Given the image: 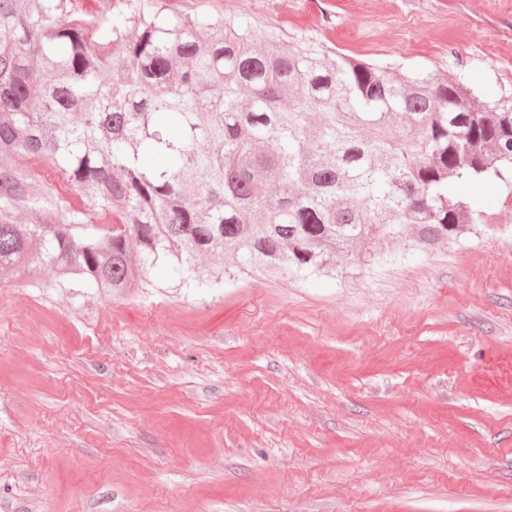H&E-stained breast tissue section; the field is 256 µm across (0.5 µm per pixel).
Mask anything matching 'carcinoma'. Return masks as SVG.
<instances>
[{"instance_id":"cac0c4a2","label":"carcinoma","mask_w":512,"mask_h":512,"mask_svg":"<svg viewBox=\"0 0 512 512\" xmlns=\"http://www.w3.org/2000/svg\"><path fill=\"white\" fill-rule=\"evenodd\" d=\"M511 175L512 92L163 0H0V270L36 288L119 295L159 267L202 288L226 251L304 280L484 223L460 187Z\"/></svg>"}]
</instances>
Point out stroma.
Returning <instances> with one entry per match:
<instances>
[{
    "instance_id": "1",
    "label": "stroma",
    "mask_w": 512,
    "mask_h": 512,
    "mask_svg": "<svg viewBox=\"0 0 512 512\" xmlns=\"http://www.w3.org/2000/svg\"><path fill=\"white\" fill-rule=\"evenodd\" d=\"M512 87V0H164ZM423 252L112 298L0 282V512H512V187Z\"/></svg>"
}]
</instances>
